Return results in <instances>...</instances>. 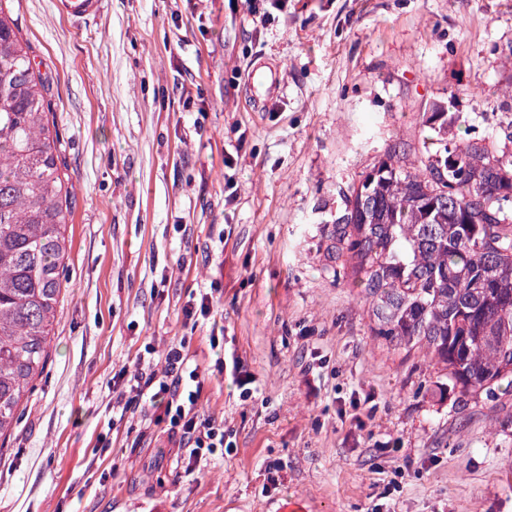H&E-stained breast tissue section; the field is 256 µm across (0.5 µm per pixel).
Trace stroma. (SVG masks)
<instances>
[{"label":"stroma","mask_w":512,"mask_h":512,"mask_svg":"<svg viewBox=\"0 0 512 512\" xmlns=\"http://www.w3.org/2000/svg\"><path fill=\"white\" fill-rule=\"evenodd\" d=\"M51 78L71 242L46 368L0 444V512H512V393L449 391L373 335L323 232L343 194L434 105L512 133V0H0ZM280 90L252 101L251 63ZM211 293L224 327L185 323ZM188 339L223 453L181 475L120 370ZM103 0H56L57 13L73 21H81L96 16ZM262 65H253L247 70V83L249 88H257L265 85L276 86L279 82V71L273 67L268 70Z\"/></svg>","instance_id":"stroma-1"}]
</instances>
